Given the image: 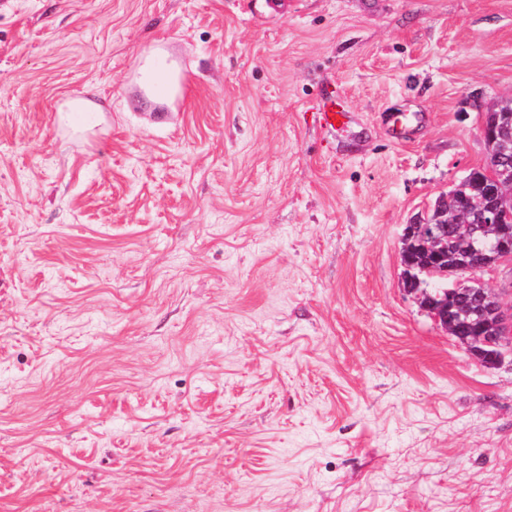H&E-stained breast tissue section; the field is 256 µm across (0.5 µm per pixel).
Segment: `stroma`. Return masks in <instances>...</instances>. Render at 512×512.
<instances>
[{
	"instance_id": "35a3bbf8",
	"label": "stroma",
	"mask_w": 512,
	"mask_h": 512,
	"mask_svg": "<svg viewBox=\"0 0 512 512\" xmlns=\"http://www.w3.org/2000/svg\"><path fill=\"white\" fill-rule=\"evenodd\" d=\"M274 2L0 0V512H512V366L399 261L487 161L512 0Z\"/></svg>"
}]
</instances>
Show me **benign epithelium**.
<instances>
[{
  "label": "benign epithelium",
  "mask_w": 512,
  "mask_h": 512,
  "mask_svg": "<svg viewBox=\"0 0 512 512\" xmlns=\"http://www.w3.org/2000/svg\"><path fill=\"white\" fill-rule=\"evenodd\" d=\"M480 134L488 150L487 175L495 202L486 205L484 180L474 173L439 196L435 217L407 224L399 251L402 288L422 311L452 335L486 368L512 357V302L488 286L482 274L512 263V112L487 109ZM467 188L464 204L448 210V200Z\"/></svg>",
  "instance_id": "benign-epithelium-1"
}]
</instances>
